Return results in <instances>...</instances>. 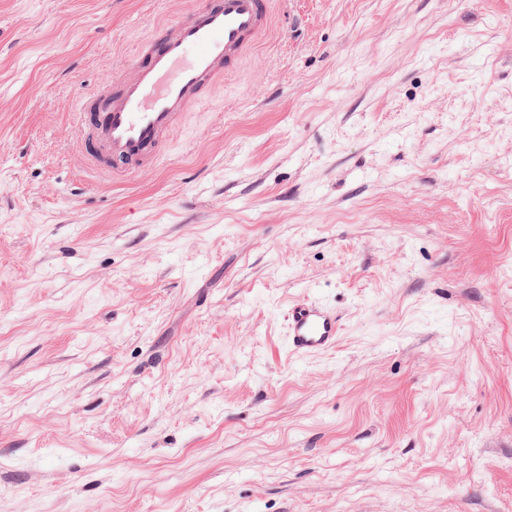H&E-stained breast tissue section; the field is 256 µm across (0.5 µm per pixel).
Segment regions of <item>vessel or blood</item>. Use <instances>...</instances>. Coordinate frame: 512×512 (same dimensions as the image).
Wrapping results in <instances>:
<instances>
[{"instance_id": "obj_1", "label": "vessel or blood", "mask_w": 512, "mask_h": 512, "mask_svg": "<svg viewBox=\"0 0 512 512\" xmlns=\"http://www.w3.org/2000/svg\"><path fill=\"white\" fill-rule=\"evenodd\" d=\"M270 27L267 0H199L138 42L111 90L77 105L94 169L131 178L142 160L158 162L182 118L210 99ZM339 319L329 305L302 300L288 311V350L298 358L334 349Z\"/></svg>"}]
</instances>
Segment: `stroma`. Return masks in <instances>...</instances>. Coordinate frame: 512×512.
Returning <instances> with one entry per match:
<instances>
[{
	"instance_id": "obj_1",
	"label": "stroma",
	"mask_w": 512,
	"mask_h": 512,
	"mask_svg": "<svg viewBox=\"0 0 512 512\" xmlns=\"http://www.w3.org/2000/svg\"><path fill=\"white\" fill-rule=\"evenodd\" d=\"M194 2L0 0V512H512V0H273L112 182L71 103ZM339 335V319L329 305L302 300L288 311V351L297 358L334 349Z\"/></svg>"
}]
</instances>
